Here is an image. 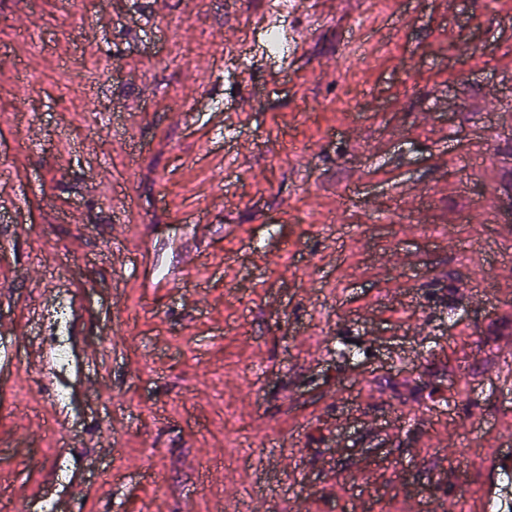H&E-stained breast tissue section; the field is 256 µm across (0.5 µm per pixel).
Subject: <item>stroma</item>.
I'll use <instances>...</instances> for the list:
<instances>
[{"label": "stroma", "mask_w": 512, "mask_h": 512, "mask_svg": "<svg viewBox=\"0 0 512 512\" xmlns=\"http://www.w3.org/2000/svg\"><path fill=\"white\" fill-rule=\"evenodd\" d=\"M267 2L0 0V512H480L512 449V0H297L288 69ZM47 321L53 337V359L57 366H68L67 327L70 317L69 301L66 297L55 300L46 310Z\"/></svg>", "instance_id": "1"}]
</instances>
